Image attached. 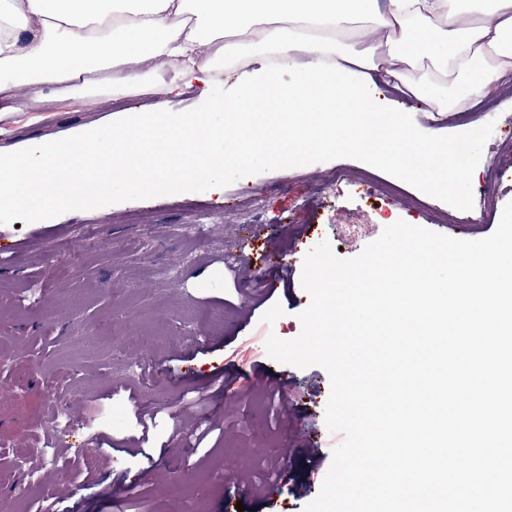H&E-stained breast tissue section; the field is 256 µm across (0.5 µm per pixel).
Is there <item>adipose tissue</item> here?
Instances as JSON below:
<instances>
[{
    "instance_id": "obj_1",
    "label": "adipose tissue",
    "mask_w": 512,
    "mask_h": 512,
    "mask_svg": "<svg viewBox=\"0 0 512 512\" xmlns=\"http://www.w3.org/2000/svg\"><path fill=\"white\" fill-rule=\"evenodd\" d=\"M169 68L181 84L155 81ZM110 69L118 86L82 78ZM502 78L512 0H0V90L80 88L89 107L114 90L157 97L108 133L0 152V207L24 208L32 193L65 210L120 180L148 192L174 169L220 195L227 168L336 147L403 174L419 158L429 187L445 189L476 177L449 174L456 144L421 139L370 87H403L433 119L471 109ZM187 89L206 111L171 112ZM227 137L237 154H214Z\"/></svg>"
}]
</instances>
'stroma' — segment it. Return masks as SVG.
Here are the masks:
<instances>
[{"instance_id":"stroma-1","label":"stroma","mask_w":512,"mask_h":512,"mask_svg":"<svg viewBox=\"0 0 512 512\" xmlns=\"http://www.w3.org/2000/svg\"><path fill=\"white\" fill-rule=\"evenodd\" d=\"M149 95H113L96 107L81 98L59 99L51 88L0 92V152L32 141L52 145L88 131L107 132L122 113L150 111ZM512 124V94L496 91L480 102L467 124L476 184L459 191H428L393 169L366 166L363 156L339 148L303 161L258 159L249 178L224 175V193L183 175L144 196L115 188L63 211L34 205L0 208V439L14 446L15 463L0 466V501L8 512H36L55 496L56 512H115L108 489L121 482L134 492L125 512H225L236 494L233 471L275 470L263 499L244 500V512H304L319 494L339 433L324 431L330 394L327 371L278 362L265 348L301 332L299 314L310 295L298 276L306 243L272 258L257 276L226 263L243 222L278 240L315 226L341 259L358 256L388 220L434 228V216L454 211V238H485L512 202V172H498L501 130ZM496 185V205L478 233L467 219L480 211L479 186ZM201 225L199 236L184 234ZM297 276L289 289L279 263ZM221 337L204 350L202 337ZM270 369L286 384L284 423L272 429L260 393L245 384ZM240 377L237 404L225 410L216 373ZM74 420L84 444L70 434L55 448L62 462L27 483L17 465L40 460L35 437L50 408L49 394ZM122 401L118 427L97 425L101 411ZM225 415L224 432L210 448L177 449L180 432L209 416ZM147 436L152 457L124 444Z\"/></svg>"}]
</instances>
